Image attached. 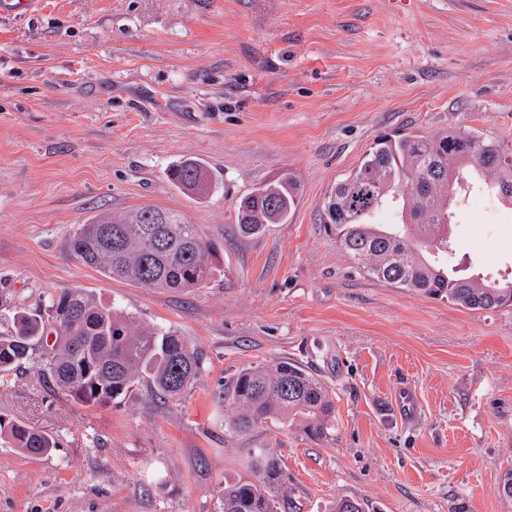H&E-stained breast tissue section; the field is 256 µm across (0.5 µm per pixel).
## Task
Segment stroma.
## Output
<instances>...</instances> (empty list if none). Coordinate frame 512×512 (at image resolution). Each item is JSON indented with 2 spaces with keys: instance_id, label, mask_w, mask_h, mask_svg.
<instances>
[{
  "instance_id": "stroma-1",
  "label": "stroma",
  "mask_w": 512,
  "mask_h": 512,
  "mask_svg": "<svg viewBox=\"0 0 512 512\" xmlns=\"http://www.w3.org/2000/svg\"><path fill=\"white\" fill-rule=\"evenodd\" d=\"M473 130L512 150V0H42L0 18V331L79 290L177 331L201 370L181 400L147 379L87 407L42 373L35 344L0 373V415L56 441L0 439V512H219L226 481L277 460L286 512H512V306L472 311L358 274L324 227L327 195L377 136ZM194 158L215 187L180 193ZM298 204L254 236L241 197L281 172ZM143 205L181 211L220 271L174 292L102 276L71 253L77 224ZM449 268L512 281V207L452 202ZM280 360L321 380L325 437L224 426V383ZM418 391L404 426L390 396ZM173 186L187 196L204 197L210 191L209 175L198 160L187 158L169 171Z\"/></svg>"
}]
</instances>
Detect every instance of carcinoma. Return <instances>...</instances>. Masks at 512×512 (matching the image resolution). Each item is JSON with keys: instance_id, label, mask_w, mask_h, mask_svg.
Segmentation results:
<instances>
[{"instance_id": "cac0c4a2", "label": "carcinoma", "mask_w": 512, "mask_h": 512, "mask_svg": "<svg viewBox=\"0 0 512 512\" xmlns=\"http://www.w3.org/2000/svg\"><path fill=\"white\" fill-rule=\"evenodd\" d=\"M466 170L512 203V152L492 137L448 129L379 138L328 196L324 214L336 230V244L359 273L392 287L414 288L470 310L512 305V281L448 273V202ZM169 180L187 196L210 191L205 167L192 158L174 166ZM298 198L299 185L289 174L254 188L237 208L240 232L256 235L269 224L288 223ZM386 206L399 208L401 224L373 221ZM70 249L104 277L145 288H204L218 272L214 248L197 225L178 211L151 205L95 214L78 225ZM49 325L55 341L42 371L90 407L132 391L143 376L155 394L178 399L201 369L198 353L177 332L136 324L92 295L63 288L47 315H14L11 331L0 336V372L28 362ZM224 404L233 408L228 418L233 431L295 423L317 440L326 436L334 412L323 383L286 360L239 371L224 384ZM2 436L32 455L56 446L50 436L0 416ZM254 474L252 481L224 482L222 512H278L274 491L282 472L276 461L259 457Z\"/></svg>"}]
</instances>
